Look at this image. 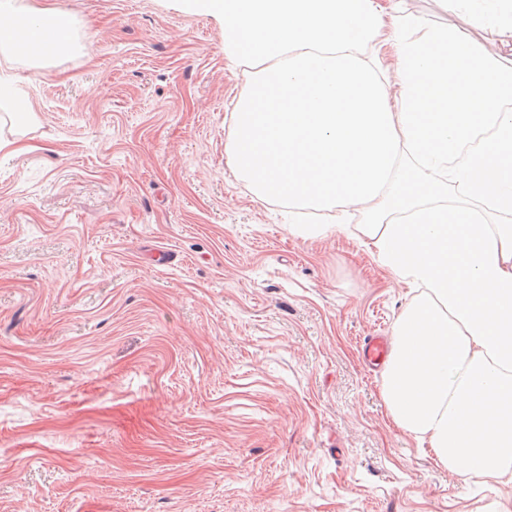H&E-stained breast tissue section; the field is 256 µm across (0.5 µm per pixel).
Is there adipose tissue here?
Returning <instances> with one entry per match:
<instances>
[{
    "label": "adipose tissue",
    "instance_id": "adipose-tissue-1",
    "mask_svg": "<svg viewBox=\"0 0 512 512\" xmlns=\"http://www.w3.org/2000/svg\"><path fill=\"white\" fill-rule=\"evenodd\" d=\"M190 2L223 17L246 79L225 147L239 176L295 209L294 235L352 237L419 291L392 327L390 420L460 486L512 482V54L404 0ZM442 2L512 47V0ZM47 38L68 39L60 10L0 0L1 49L36 61Z\"/></svg>",
    "mask_w": 512,
    "mask_h": 512
}]
</instances>
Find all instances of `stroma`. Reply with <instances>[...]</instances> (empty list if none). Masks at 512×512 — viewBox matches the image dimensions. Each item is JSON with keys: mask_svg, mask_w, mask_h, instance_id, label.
Masks as SVG:
<instances>
[{"mask_svg": "<svg viewBox=\"0 0 512 512\" xmlns=\"http://www.w3.org/2000/svg\"><path fill=\"white\" fill-rule=\"evenodd\" d=\"M68 13L43 67L0 55V512H512L388 418L365 337L410 289L302 238L225 153L245 91L187 0ZM168 256L157 261L156 253ZM4 101L8 103L13 117L17 120H24L33 112L27 93L14 81L0 77V106Z\"/></svg>", "mask_w": 512, "mask_h": 512, "instance_id": "1", "label": "stroma"}]
</instances>
